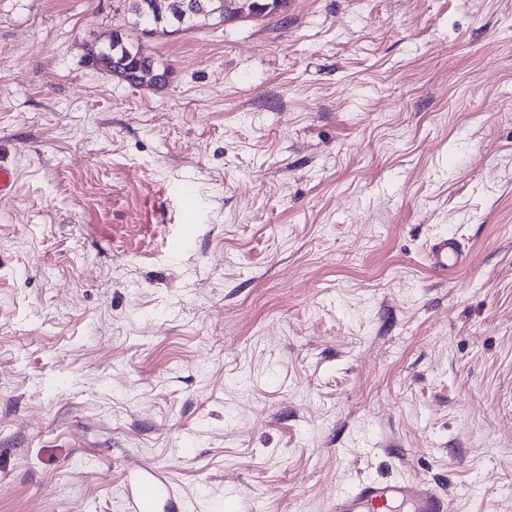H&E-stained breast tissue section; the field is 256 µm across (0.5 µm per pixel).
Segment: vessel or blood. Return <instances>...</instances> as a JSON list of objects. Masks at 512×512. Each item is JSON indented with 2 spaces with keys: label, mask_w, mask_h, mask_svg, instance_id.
Segmentation results:
<instances>
[{
  "label": "vessel or blood",
  "mask_w": 512,
  "mask_h": 512,
  "mask_svg": "<svg viewBox=\"0 0 512 512\" xmlns=\"http://www.w3.org/2000/svg\"><path fill=\"white\" fill-rule=\"evenodd\" d=\"M430 269L447 276L464 261L455 235L435 238L427 251ZM409 504L412 512H448V503L433 485L413 481L363 482L337 495L329 512H391L394 503ZM124 512H184L185 502L168 471L161 466L131 465L123 471Z\"/></svg>",
  "instance_id": "obj_1"
}]
</instances>
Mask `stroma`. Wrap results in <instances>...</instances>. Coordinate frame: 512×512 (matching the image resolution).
I'll list each match as a JSON object with an SVG mask.
<instances>
[{
	"label": "stroma",
	"instance_id": "obj_1",
	"mask_svg": "<svg viewBox=\"0 0 512 512\" xmlns=\"http://www.w3.org/2000/svg\"><path fill=\"white\" fill-rule=\"evenodd\" d=\"M122 0H0V512H512V0H288L89 64ZM451 233L467 264L425 249ZM427 261L430 269L442 278L456 270L464 261V249L453 234H443L429 245ZM124 512H184L185 502L164 467L130 465L123 471ZM396 502L412 512H447L448 503L431 484L413 481L362 482L342 492L330 503L329 512H389Z\"/></svg>",
	"mask_w": 512,
	"mask_h": 512
}]
</instances>
